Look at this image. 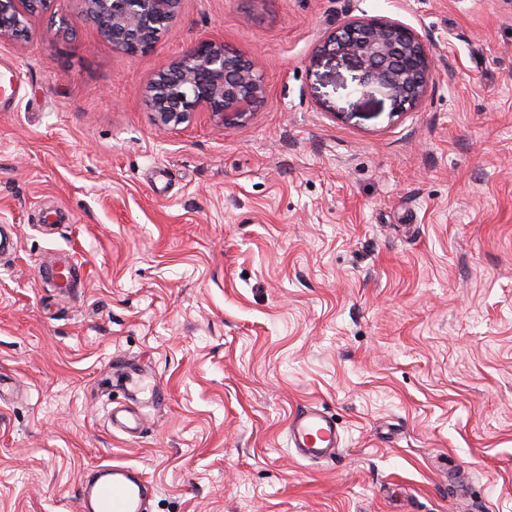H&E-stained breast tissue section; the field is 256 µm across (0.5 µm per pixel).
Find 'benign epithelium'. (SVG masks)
<instances>
[{
  "instance_id": "benign-epithelium-1",
  "label": "benign epithelium",
  "mask_w": 512,
  "mask_h": 512,
  "mask_svg": "<svg viewBox=\"0 0 512 512\" xmlns=\"http://www.w3.org/2000/svg\"><path fill=\"white\" fill-rule=\"evenodd\" d=\"M48 0H0V41L22 39ZM99 35L129 55L154 48L178 16L181 0H83ZM329 45L358 63V91L379 93L395 114L412 109L428 88L431 56L411 27L385 18L336 28ZM265 94L262 73L216 41H201L164 67L149 86L154 121L175 129L205 111L221 126L245 123Z\"/></svg>"
}]
</instances>
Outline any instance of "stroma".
<instances>
[{
	"label": "stroma",
	"mask_w": 512,
	"mask_h": 512,
	"mask_svg": "<svg viewBox=\"0 0 512 512\" xmlns=\"http://www.w3.org/2000/svg\"><path fill=\"white\" fill-rule=\"evenodd\" d=\"M373 17L433 58L396 116L324 49ZM204 40L262 102L159 128L148 86ZM1 63L27 92L0 108V512H76L110 462L149 512H512V0H182L134 56L49 0ZM122 362L164 395L134 434L109 424ZM306 405L335 457L289 448ZM287 442L306 460H321L336 455L341 436L336 420L314 406H304L290 420Z\"/></svg>",
	"instance_id": "35a3bbf8"
}]
</instances>
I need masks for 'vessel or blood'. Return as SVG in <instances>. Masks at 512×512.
<instances>
[{"label": "vessel or blood", "mask_w": 512, "mask_h": 512, "mask_svg": "<svg viewBox=\"0 0 512 512\" xmlns=\"http://www.w3.org/2000/svg\"><path fill=\"white\" fill-rule=\"evenodd\" d=\"M24 95L15 70L0 74V106L13 104ZM287 442L306 460L335 456L341 436L335 419L314 406L300 409L290 420ZM155 487L145 473L124 464H99L82 482L77 512H147L145 504Z\"/></svg>", "instance_id": "obj_1"}]
</instances>
